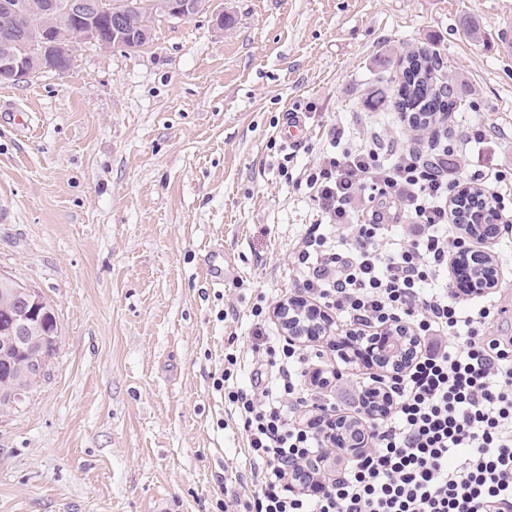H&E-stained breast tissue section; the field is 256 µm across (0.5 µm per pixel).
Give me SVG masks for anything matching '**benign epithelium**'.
I'll list each match as a JSON object with an SVG mask.
<instances>
[{
	"instance_id": "7a95c632",
	"label": "benign epithelium",
	"mask_w": 512,
	"mask_h": 512,
	"mask_svg": "<svg viewBox=\"0 0 512 512\" xmlns=\"http://www.w3.org/2000/svg\"><path fill=\"white\" fill-rule=\"evenodd\" d=\"M77 22L71 29L56 25L59 9ZM209 8V0H123L122 9L112 10L111 0H0V80L19 83L53 71L63 75L75 53L85 43L104 51L132 49L151 37L157 17L184 19ZM0 295L19 314L0 328V345L22 351L26 359L17 370L12 388L0 390V414L21 406L29 397V383L39 378L47 363L49 337L38 325L48 314L46 298L36 288L12 285L0 273ZM329 321L324 311L313 306H295L285 312L283 328L288 339H299L313 329V322ZM409 334L404 323L367 330L362 335V359L393 377L408 362L404 345L393 350L392 339Z\"/></svg>"
}]
</instances>
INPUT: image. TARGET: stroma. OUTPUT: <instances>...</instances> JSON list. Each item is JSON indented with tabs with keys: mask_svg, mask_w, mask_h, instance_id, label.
<instances>
[{
	"mask_svg": "<svg viewBox=\"0 0 512 512\" xmlns=\"http://www.w3.org/2000/svg\"><path fill=\"white\" fill-rule=\"evenodd\" d=\"M511 16L512 0H213L144 47L85 44L65 75L0 84V273L58 321L45 378L0 420V512H215L222 490L243 493L227 394L252 384V310L273 314L317 219L299 174L334 126L405 143L494 126L505 138L470 163L512 167ZM417 47L436 51V83L461 76L466 103L424 131L391 113L384 61ZM346 330L338 317L303 343L321 353L308 375L342 389L371 374L335 348Z\"/></svg>",
	"mask_w": 512,
	"mask_h": 512,
	"instance_id": "obj_1",
	"label": "stroma"
}]
</instances>
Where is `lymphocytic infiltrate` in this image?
<instances>
[{"instance_id": "obj_1", "label": "lymphocytic infiltrate", "mask_w": 512, "mask_h": 512, "mask_svg": "<svg viewBox=\"0 0 512 512\" xmlns=\"http://www.w3.org/2000/svg\"><path fill=\"white\" fill-rule=\"evenodd\" d=\"M493 136L477 125L395 153L331 131L333 149L305 183L336 235L310 225L294 247L291 286L358 330L411 323L416 354L386 381L392 413L368 419V449L328 475L309 467L328 443L323 418L297 415L307 355L267 337V384L228 393L247 432L244 512H512V336L488 335L496 308L460 298L465 274L453 259L486 248L462 233V189L480 184L512 216V168L485 174L468 163Z\"/></svg>"}]
</instances>
